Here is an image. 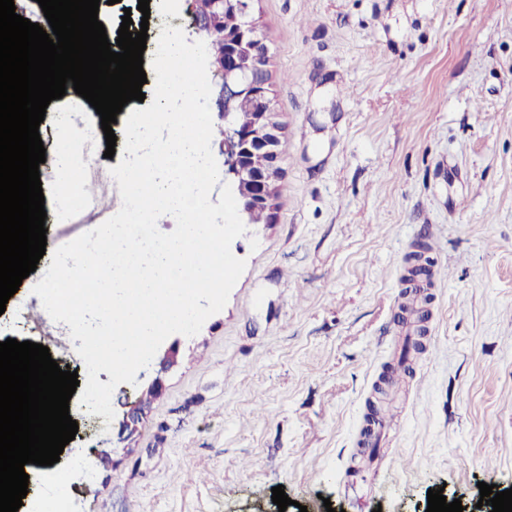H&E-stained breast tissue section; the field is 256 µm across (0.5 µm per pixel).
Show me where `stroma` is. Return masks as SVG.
<instances>
[{"instance_id":"1","label":"stroma","mask_w":512,"mask_h":512,"mask_svg":"<svg viewBox=\"0 0 512 512\" xmlns=\"http://www.w3.org/2000/svg\"><path fill=\"white\" fill-rule=\"evenodd\" d=\"M101 0L110 34L148 18L199 40L188 0ZM269 49L282 141L279 198L231 251L246 262L225 307L181 337L179 362L148 366L112 394L113 420L92 415L80 442L107 453L92 484L68 461L32 480L28 499L66 485L71 512H272L282 486L307 512H421L445 489L470 506L479 483L512 486V0H253ZM39 126L40 167L56 194V111ZM47 253L16 293L29 308L51 253L73 231L48 212ZM429 246L426 336L402 313L405 256ZM49 343L82 369L65 323L13 308L0 338ZM411 352L385 406L397 416L365 445L367 400L385 363ZM159 394L147 396L154 379ZM144 401L134 433H121Z\"/></svg>"}]
</instances>
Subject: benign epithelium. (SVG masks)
Listing matches in <instances>:
<instances>
[{"label":"benign epithelium","mask_w":512,"mask_h":512,"mask_svg":"<svg viewBox=\"0 0 512 512\" xmlns=\"http://www.w3.org/2000/svg\"><path fill=\"white\" fill-rule=\"evenodd\" d=\"M250 11L251 0H212L211 12L203 18L211 30L218 24L224 26V59L215 62L224 75L216 100L217 116L224 121L219 151L224 155L225 172L237 184L238 206L245 216L271 202L282 157L266 70L268 48ZM244 95L252 98L253 111L242 120L235 106ZM256 154L266 156L265 166H252L250 159Z\"/></svg>","instance_id":"1"}]
</instances>
